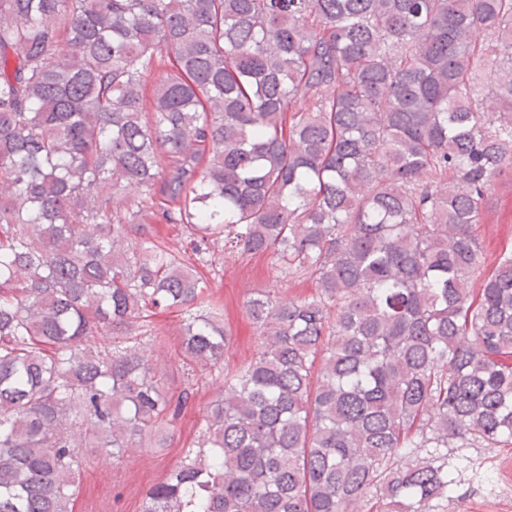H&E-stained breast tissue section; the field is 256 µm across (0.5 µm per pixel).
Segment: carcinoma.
<instances>
[{
	"instance_id": "carcinoma-1",
	"label": "carcinoma",
	"mask_w": 512,
	"mask_h": 512,
	"mask_svg": "<svg viewBox=\"0 0 512 512\" xmlns=\"http://www.w3.org/2000/svg\"><path fill=\"white\" fill-rule=\"evenodd\" d=\"M507 172L512 0H0V512L179 417L173 310L224 393L143 512H429L450 443L512 445V248L473 231ZM218 243L317 283L250 296L234 370Z\"/></svg>"
}]
</instances>
